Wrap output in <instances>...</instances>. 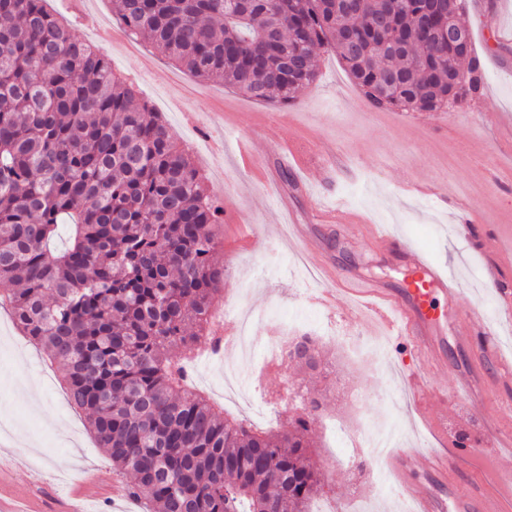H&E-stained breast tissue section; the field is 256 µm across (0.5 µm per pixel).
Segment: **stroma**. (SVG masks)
<instances>
[{"label": "stroma", "instance_id": "stroma-1", "mask_svg": "<svg viewBox=\"0 0 512 512\" xmlns=\"http://www.w3.org/2000/svg\"><path fill=\"white\" fill-rule=\"evenodd\" d=\"M84 37L112 28V44L99 50L120 77L138 90L139 102L159 112L175 137L189 147L208 190L224 206L218 259L224 288L212 303L225 327L236 310L258 320L252 334L289 342L333 322L338 335L322 339L338 365L340 382L325 402L316 427V464L325 485L315 501L321 512H411L413 505L389 480V452L408 449L451 457L457 483L497 500L512 512V446L495 427L512 407V382L501 381L471 396L453 390L456 373L471 352L459 346L451 324L457 312L495 324L492 348L512 352V304L477 277L494 267L498 282L512 284V0H466L465 20L479 62V90L439 112L377 108L355 85L344 63L319 52V76L287 106H271L176 69L142 40L125 46L126 32L112 13V0H48ZM299 148L303 166L279 159L283 145ZM455 190L436 200L431 186ZM285 194L294 223L320 247L341 276L406 287L410 266L380 257L344 224L320 222L316 209L339 210L386 225L458 281L456 294L431 298L441 317L448 371L422 375L418 401L401 386L416 367L410 347L387 337L382 353L357 348L351 339L380 327L350 312L344 298L320 303L322 284H306L296 266L301 245L289 242L280 222L278 194ZM195 386L225 411L245 414L226 402L224 375L233 373L256 399L266 401L261 426L283 430L293 413L289 384L317 385L316 377L290 363L268 367L237 349L190 365ZM62 373L13 326L0 309V419L22 429L28 443L0 438L10 448L8 492L33 500L38 512H55L71 481L92 480L93 512H142L128 500L125 480L112 470L105 449L92 439L84 415L68 404ZM391 438L389 452L373 436ZM471 448L468 456L458 447Z\"/></svg>", "mask_w": 512, "mask_h": 512}]
</instances>
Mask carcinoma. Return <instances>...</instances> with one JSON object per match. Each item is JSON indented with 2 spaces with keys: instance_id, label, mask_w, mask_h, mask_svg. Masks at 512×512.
I'll return each instance as SVG.
<instances>
[{
  "instance_id": "cac0c4a2",
  "label": "carcinoma",
  "mask_w": 512,
  "mask_h": 512,
  "mask_svg": "<svg viewBox=\"0 0 512 512\" xmlns=\"http://www.w3.org/2000/svg\"><path fill=\"white\" fill-rule=\"evenodd\" d=\"M112 0L136 39L193 77L286 105L329 48L376 107L438 112L478 89L453 85L471 59L465 0ZM111 62L47 8L0 0V306L63 373L126 494L155 512H308L323 485L311 462L324 393L306 389L289 429L230 417L192 383L180 349L208 330L224 284L214 227L223 207L189 153ZM71 226L62 251L54 240ZM333 385L307 336L290 344Z\"/></svg>"
}]
</instances>
